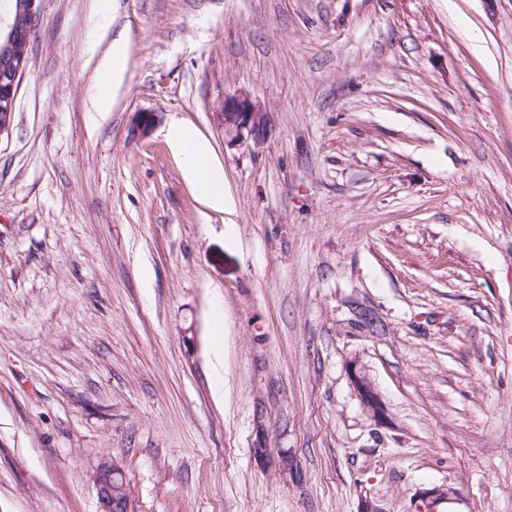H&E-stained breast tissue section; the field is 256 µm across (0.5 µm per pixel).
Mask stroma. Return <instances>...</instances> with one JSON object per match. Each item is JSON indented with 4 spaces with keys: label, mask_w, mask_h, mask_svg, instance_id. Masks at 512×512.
<instances>
[{
    "label": "stroma",
    "mask_w": 512,
    "mask_h": 512,
    "mask_svg": "<svg viewBox=\"0 0 512 512\" xmlns=\"http://www.w3.org/2000/svg\"><path fill=\"white\" fill-rule=\"evenodd\" d=\"M38 13L0 135V512H100L113 462L139 512H512V0ZM239 92L264 139L215 124ZM127 43L122 38L112 40L110 54L103 61L104 70L112 81V101L114 92H118L125 81ZM112 101L109 96L100 95L96 98L97 112H110ZM169 137L185 161L187 178L196 185L206 204L225 211L224 170L212 161L209 144L181 126L173 127Z\"/></svg>",
    "instance_id": "obj_1"
}]
</instances>
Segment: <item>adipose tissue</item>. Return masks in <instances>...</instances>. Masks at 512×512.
<instances>
[{"instance_id":"adipose-tissue-1","label":"adipose tissue","mask_w":512,"mask_h":512,"mask_svg":"<svg viewBox=\"0 0 512 512\" xmlns=\"http://www.w3.org/2000/svg\"><path fill=\"white\" fill-rule=\"evenodd\" d=\"M169 137L185 161L187 178L196 185L206 204L225 210L224 170L213 162L209 144L180 126L173 127Z\"/></svg>"}]
</instances>
